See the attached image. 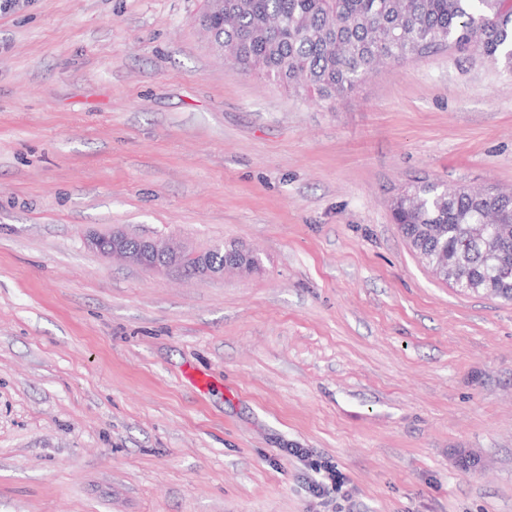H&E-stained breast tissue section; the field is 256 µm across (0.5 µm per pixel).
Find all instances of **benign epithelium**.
I'll use <instances>...</instances> for the list:
<instances>
[{
	"instance_id": "1",
	"label": "benign epithelium",
	"mask_w": 512,
	"mask_h": 512,
	"mask_svg": "<svg viewBox=\"0 0 512 512\" xmlns=\"http://www.w3.org/2000/svg\"><path fill=\"white\" fill-rule=\"evenodd\" d=\"M224 22V0H205V7L198 18V26L208 37L212 48L219 54L233 59L230 51L224 50V44L212 37V22ZM89 247L101 255L141 266L149 270L183 271V265H192L188 272L191 278L222 276L224 272L233 270L249 271L259 267L257 255L245 248L238 247L227 253L223 261L213 260L212 250L197 251L175 243L163 235L155 237H132L121 230L108 234H93L87 239Z\"/></svg>"
}]
</instances>
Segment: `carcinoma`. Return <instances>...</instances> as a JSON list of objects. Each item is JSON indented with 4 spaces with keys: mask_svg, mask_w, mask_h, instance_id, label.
Masks as SVG:
<instances>
[{
    "mask_svg": "<svg viewBox=\"0 0 512 512\" xmlns=\"http://www.w3.org/2000/svg\"><path fill=\"white\" fill-rule=\"evenodd\" d=\"M237 65L334 102L380 62L455 48L512 75V0H224ZM411 251L447 283L512 302V193L417 181L391 202Z\"/></svg>",
    "mask_w": 512,
    "mask_h": 512,
    "instance_id": "carcinoma-1",
    "label": "carcinoma"
}]
</instances>
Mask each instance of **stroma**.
<instances>
[{
	"label": "stroma",
	"instance_id": "1",
	"mask_svg": "<svg viewBox=\"0 0 512 512\" xmlns=\"http://www.w3.org/2000/svg\"><path fill=\"white\" fill-rule=\"evenodd\" d=\"M202 7L0 8V512H512V303L390 214L423 178L512 190V76L447 48L322 104L216 55ZM115 228L261 267L88 247ZM89 247L107 258L121 260L149 270H173L187 273L190 278L224 276L233 270L249 271L260 267L258 256L245 247L225 253L223 261L213 260L212 250L197 251L175 243L170 237H132L121 230L108 234H93L87 239ZM190 263L189 272L183 265Z\"/></svg>",
	"mask_w": 512,
	"mask_h": 512
}]
</instances>
